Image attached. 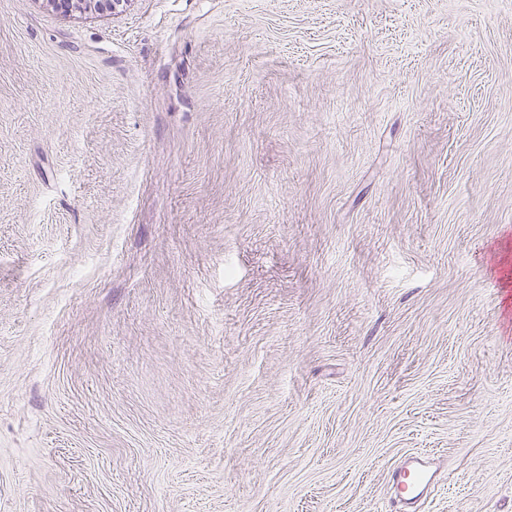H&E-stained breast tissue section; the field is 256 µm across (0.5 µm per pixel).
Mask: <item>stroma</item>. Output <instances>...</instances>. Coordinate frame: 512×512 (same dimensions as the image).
Masks as SVG:
<instances>
[{
	"label": "stroma",
	"mask_w": 512,
	"mask_h": 512,
	"mask_svg": "<svg viewBox=\"0 0 512 512\" xmlns=\"http://www.w3.org/2000/svg\"><path fill=\"white\" fill-rule=\"evenodd\" d=\"M512 512V0H0V512ZM389 479L396 489L394 511L415 512L420 497L432 489L434 472L427 457L409 454L391 469Z\"/></svg>",
	"instance_id": "stroma-1"
}]
</instances>
